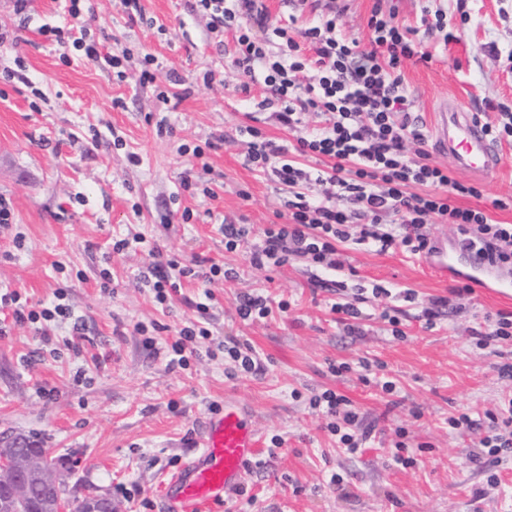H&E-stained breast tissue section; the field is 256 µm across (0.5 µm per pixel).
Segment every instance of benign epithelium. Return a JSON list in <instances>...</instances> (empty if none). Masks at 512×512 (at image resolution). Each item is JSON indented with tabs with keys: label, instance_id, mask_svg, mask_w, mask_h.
Segmentation results:
<instances>
[{
	"label": "benign epithelium",
	"instance_id": "benign-epithelium-1",
	"mask_svg": "<svg viewBox=\"0 0 512 512\" xmlns=\"http://www.w3.org/2000/svg\"><path fill=\"white\" fill-rule=\"evenodd\" d=\"M56 482L54 470L43 466L41 456L27 448H0V485L6 487L11 498L33 495L39 486ZM87 512H112V499L89 495Z\"/></svg>",
	"mask_w": 512,
	"mask_h": 512
}]
</instances>
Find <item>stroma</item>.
<instances>
[{
    "instance_id": "obj_1",
    "label": "stroma",
    "mask_w": 512,
    "mask_h": 512,
    "mask_svg": "<svg viewBox=\"0 0 512 512\" xmlns=\"http://www.w3.org/2000/svg\"><path fill=\"white\" fill-rule=\"evenodd\" d=\"M90 0L81 22L85 43L122 50L120 69L88 60L82 49L41 35V26L68 28L66 0H0V197L12 223L0 229V289L18 291L28 308L61 295L84 321L81 353L66 344L68 325L42 338L27 324L0 335V444L45 448L77 496L103 494L115 512H164L169 480L198 445L203 425L236 399L261 446L284 439L264 472L247 475L257 499L231 495L219 512H512V453L502 456L491 486L475 440L448 430L450 416L497 412L512 397V340L481 346L487 320L512 316V301L462 293L422 258L343 249V268H318L292 257L273 270L250 266L244 249L226 250L218 224H244L249 242L277 223L288 185L249 168V138L241 127L258 115L274 140L296 143L320 118L284 130L255 112L236 87L239 76L208 29L194 0ZM347 36L367 37L374 7L395 10L397 22L430 53L402 67L414 110L433 126L445 99L479 122L512 110V0H335ZM446 12L451 41L428 33L425 8ZM152 54L155 81L141 79ZM169 101H161V94ZM203 147V157L191 154ZM502 163L485 179L454 170L480 197H461L495 222L512 224V142L496 146ZM195 173L184 187L186 169ZM213 196H206L205 188ZM507 201L504 209L494 200ZM190 219H183V212ZM128 240L123 251L115 241ZM238 272L236 280L184 281L167 305L155 302L146 280L153 249ZM110 289H103L102 272ZM323 289H316V282ZM390 289L387 298L374 288ZM214 294L207 316L195 308L203 289ZM241 293L287 302L270 317L241 320ZM356 303L360 336L348 335L329 302ZM447 302L433 327L421 310ZM399 318L405 338H393L382 311ZM202 322L199 357L168 371L143 344L136 325L163 328L162 338ZM249 339L261 353L259 374L225 375V337ZM370 362L362 382V362ZM346 364L341 375L333 364ZM395 384L385 392L383 382ZM55 387L49 401L39 386ZM332 389L347 396L365 424L385 431L386 445L362 453L340 449L310 398ZM404 440L414 466L397 465L387 444ZM341 478L330 485L331 474Z\"/></svg>"
}]
</instances>
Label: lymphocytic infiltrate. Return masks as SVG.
Wrapping results in <instances>:
<instances>
[{"label": "lymphocytic infiltrate", "mask_w": 512, "mask_h": 512, "mask_svg": "<svg viewBox=\"0 0 512 512\" xmlns=\"http://www.w3.org/2000/svg\"><path fill=\"white\" fill-rule=\"evenodd\" d=\"M196 9L213 33H231L241 92L258 86L267 93L260 109H273L276 122L289 130L308 113L323 118L295 148L300 156L324 160V168L316 171L285 162L287 145L267 138L261 128L243 129L250 138L248 163L272 171L292 189L285 203L287 223L263 229L260 243L248 252L252 267H280L295 256L338 268L340 247L347 243L379 252L398 248L410 255L428 254L434 246L424 228L435 217L455 226L459 245L492 266L512 269V224H493L482 211L454 206L452 196H475L478 188L428 160V135L401 78L405 61H424L428 55L394 14L373 10L362 41L343 34L332 9L296 37L286 27H268L262 0H196ZM263 28L268 31L264 37L259 34ZM310 71L315 77L309 81L305 75ZM409 140L419 147L417 157L405 151ZM314 183L323 188L316 196L308 192ZM388 215L393 223H385ZM151 273L154 298L163 304L177 290V277H192L196 271L169 256L160 258ZM0 309L11 310L18 323L72 321L68 345L80 347L83 323L67 305L28 311L14 290L0 292ZM310 405L328 417V431L346 452L357 453L370 440L371 429L351 433L359 415L346 396L328 389L313 396ZM448 425L457 434L478 436L481 447L497 455L512 448V400L490 430L466 413L449 417Z\"/></svg>", "instance_id": "f902f5d3"}]
</instances>
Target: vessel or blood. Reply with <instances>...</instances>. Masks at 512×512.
I'll list each match as a JSON object with an SVG mask.
<instances>
[{
    "instance_id": "1",
    "label": "vessel or blood",
    "mask_w": 512,
    "mask_h": 512,
    "mask_svg": "<svg viewBox=\"0 0 512 512\" xmlns=\"http://www.w3.org/2000/svg\"><path fill=\"white\" fill-rule=\"evenodd\" d=\"M435 139L463 171L476 178L494 173L500 164L497 150L480 124L455 101L437 107ZM428 264L441 275L465 281L482 293L512 295V271L491 267L473 252L457 247L434 252ZM259 448L248 416L233 401L211 420L194 457L168 483V512H215L245 478V465Z\"/></svg>"
}]
</instances>
